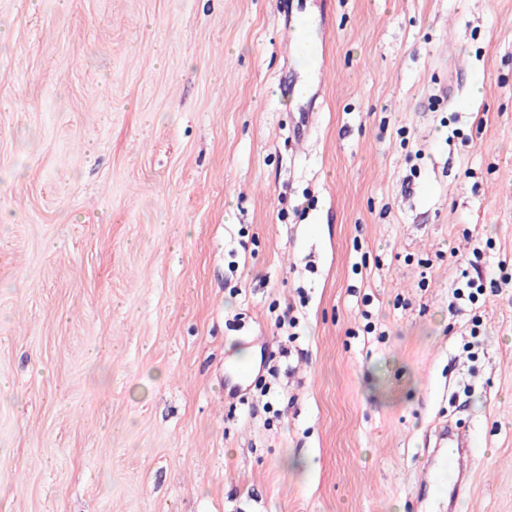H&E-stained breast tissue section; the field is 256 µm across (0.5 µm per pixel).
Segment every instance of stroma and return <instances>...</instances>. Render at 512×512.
Returning <instances> with one entry per match:
<instances>
[{
	"mask_svg": "<svg viewBox=\"0 0 512 512\" xmlns=\"http://www.w3.org/2000/svg\"><path fill=\"white\" fill-rule=\"evenodd\" d=\"M290 7L0 0V512H512V0ZM282 3L286 7V9H284V13H285L284 25L286 27H289L291 30L293 44H295L300 38H304L307 41H309V43H310L311 56H317V55L321 54V56L324 57L325 50H324L323 39H321L319 43L308 39L304 33L307 30V22L304 20H297V21H293L292 19L288 20L287 5L285 4V2H282ZM281 92L287 96L290 94L291 96L296 97L301 101L307 99V101L301 102L299 104V109L301 112H298V121L293 125L294 139L298 142H305L310 134L311 120L314 114L317 96L316 94H313L312 96H298L295 91V85H284L281 87ZM439 427L444 445L441 454L443 461L436 469L427 461L428 480L423 485L425 487L435 485L442 479L445 469L448 471L449 466L456 476L451 495L453 503H457L458 499L466 493V485L462 483V479L473 454V443L467 437L455 434L445 423H441Z\"/></svg>",
	"mask_w": 512,
	"mask_h": 512,
	"instance_id": "35a3bbf8",
	"label": "stroma"
}]
</instances>
